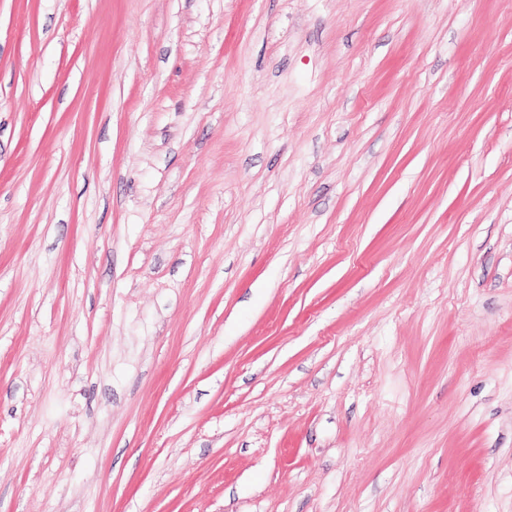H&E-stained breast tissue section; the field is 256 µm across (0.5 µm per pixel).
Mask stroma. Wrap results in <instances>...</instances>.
Here are the masks:
<instances>
[{
	"label": "stroma",
	"mask_w": 512,
	"mask_h": 512,
	"mask_svg": "<svg viewBox=\"0 0 512 512\" xmlns=\"http://www.w3.org/2000/svg\"><path fill=\"white\" fill-rule=\"evenodd\" d=\"M0 512H512V0H0Z\"/></svg>",
	"instance_id": "obj_1"
}]
</instances>
